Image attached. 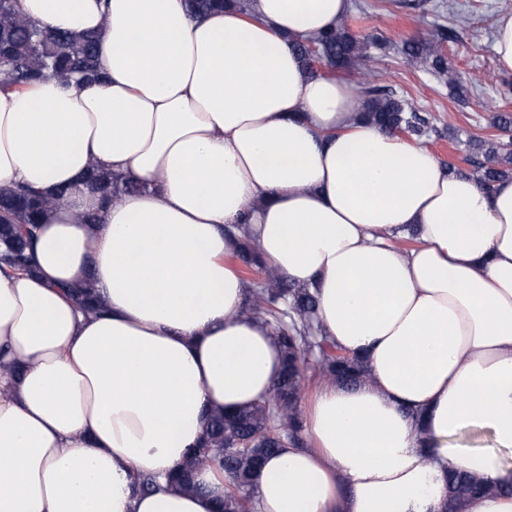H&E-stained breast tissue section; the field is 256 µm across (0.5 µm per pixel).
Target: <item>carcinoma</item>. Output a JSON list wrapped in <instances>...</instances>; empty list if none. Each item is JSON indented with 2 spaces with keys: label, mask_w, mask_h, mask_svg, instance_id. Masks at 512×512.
Returning <instances> with one entry per match:
<instances>
[{
  "label": "carcinoma",
  "mask_w": 512,
  "mask_h": 512,
  "mask_svg": "<svg viewBox=\"0 0 512 512\" xmlns=\"http://www.w3.org/2000/svg\"><path fill=\"white\" fill-rule=\"evenodd\" d=\"M191 12L201 15L226 4V0H186ZM95 33H74L52 29L27 18L17 0H0V89L12 90L44 79L61 84L96 82L98 69ZM301 65L311 78L321 69H345L366 57V44L351 31L343 18L328 30L306 41L296 42ZM405 60L412 66L432 62L435 72L458 87L456 75L441 55L435 38H411L404 42ZM359 100L363 119L387 133H405L418 139L440 136L439 131L398 96L379 82L371 71L362 73ZM466 167L453 164L449 170L475 180L485 192L512 178V140L498 137L473 139L468 144ZM90 186L105 194L111 203L137 190V186L97 168L87 174ZM63 202V194L42 196L23 187L0 185V263L13 272L31 270V253L36 229L44 211ZM246 311L269 328L280 342L283 373L270 396L238 413L222 411L210 415L209 428L201 447L191 451L179 479L191 486L193 473L208 465L224 467L231 490L224 498V512H248L251 482L261 462L273 455L286 440L302 441L299 392L306 371L321 381L353 385L369 379L367 363L342 352L323 336L313 315L316 299L306 288L290 283L264 265L251 282ZM81 309L88 314L104 313L91 284L70 289ZM495 490L490 483L469 470L448 474L446 512H458L462 502Z\"/></svg>",
  "instance_id": "carcinoma-1"
}]
</instances>
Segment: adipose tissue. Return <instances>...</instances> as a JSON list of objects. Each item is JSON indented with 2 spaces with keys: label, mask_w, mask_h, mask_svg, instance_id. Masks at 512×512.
<instances>
[{
  "label": "adipose tissue",
  "mask_w": 512,
  "mask_h": 512,
  "mask_svg": "<svg viewBox=\"0 0 512 512\" xmlns=\"http://www.w3.org/2000/svg\"><path fill=\"white\" fill-rule=\"evenodd\" d=\"M20 8L98 33L105 79L0 92V184L65 192L35 273L0 274V512H218L222 467L194 490L168 477L210 413L261 401L282 370L229 262L246 237L370 371L307 402L305 444L254 479L257 512H445L463 469L498 491L462 512H512V179L483 192L364 121L348 82L304 74L295 42L351 0ZM93 167L138 191L110 204ZM87 280L103 315L60 289ZM142 474L154 492H134Z\"/></svg>",
  "instance_id": "1"
}]
</instances>
